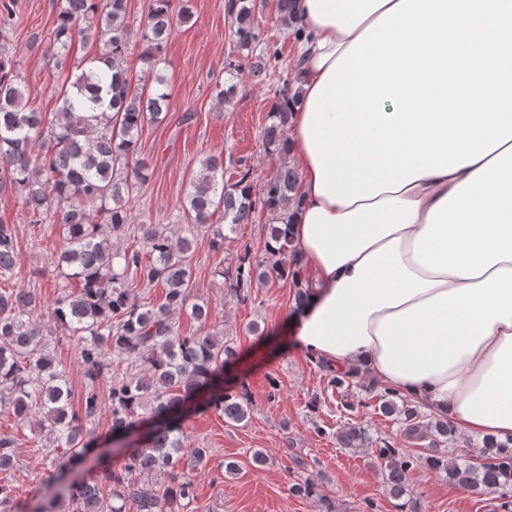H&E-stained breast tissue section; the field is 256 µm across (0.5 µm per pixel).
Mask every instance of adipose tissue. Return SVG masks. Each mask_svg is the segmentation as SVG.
I'll return each mask as SVG.
<instances>
[{
  "label": "adipose tissue",
  "mask_w": 512,
  "mask_h": 512,
  "mask_svg": "<svg viewBox=\"0 0 512 512\" xmlns=\"http://www.w3.org/2000/svg\"><path fill=\"white\" fill-rule=\"evenodd\" d=\"M293 347L512 438V0H295Z\"/></svg>",
  "instance_id": "adipose-tissue-1"
}]
</instances>
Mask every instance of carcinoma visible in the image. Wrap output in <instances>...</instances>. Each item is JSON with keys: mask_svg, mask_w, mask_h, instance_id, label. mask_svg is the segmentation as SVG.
<instances>
[{"mask_svg": "<svg viewBox=\"0 0 512 512\" xmlns=\"http://www.w3.org/2000/svg\"><path fill=\"white\" fill-rule=\"evenodd\" d=\"M58 9L51 43L55 68L66 74L58 107L49 116L31 105L17 82L11 61L0 57V194H20L32 224L58 230L62 249L56 265L78 281L79 293H62L47 311L23 288L0 287V395L9 394L17 424L34 421L53 436L51 449L57 489L46 494L35 512H172L196 499L185 469L201 465L207 449L195 448L185 459L182 422L189 403L202 391L207 404L240 423L249 410L224 390V367L236 350L220 332L185 335L173 321L190 311L207 322L209 306L190 301L191 251L198 232L210 230L209 245H224V229L250 224L256 211L271 216L269 239L277 248L248 268L225 272L231 292L248 299L254 280L269 274L284 276L277 255L292 251L283 226L288 205L300 202L298 173L282 164L267 180L260 196L248 181L249 172L233 184L224 183V158L209 156L184 193L181 209L187 221L184 235L173 239L165 224L130 223L132 199L148 180V165L137 158L139 137L148 124L159 123L169 108L170 94L162 79L152 78L164 60L174 21L191 18L183 0H153L139 24L141 59L147 65L143 82L134 80L122 62L131 50L127 0H56ZM234 24L235 46L251 50L261 36L256 0H227ZM95 31L100 53L78 64L70 61L76 36ZM290 81L283 82L263 129V147L275 152L284 139L290 103ZM220 215L222 223L211 219ZM140 234L147 255L113 249L112 237ZM17 240L9 224L0 223V279L12 277ZM160 286L164 301L155 306L140 300L132 285ZM54 320L69 332L79 349L87 387L77 410L71 401L66 370L45 349L44 320ZM115 353L127 366L109 388L108 434L119 441L143 423L149 427L119 467L105 466L90 479L71 473L80 466L97 435L87 429L101 400L96 383L112 370L106 360ZM378 409L395 415L411 440L433 439L425 462L467 488L497 493L512 506V440L484 443V462L475 464L440 449L438 435H452L446 419L425 421L416 407L395 391L376 393ZM345 449L367 442L364 428L351 425L337 435ZM384 463L385 483L395 497L407 494L410 472L419 458L387 443L373 449ZM156 474L167 483L149 484L135 474ZM112 486L106 497L101 486Z\"/></svg>", "mask_w": 512, "mask_h": 512, "instance_id": "1", "label": "carcinoma"}]
</instances>
